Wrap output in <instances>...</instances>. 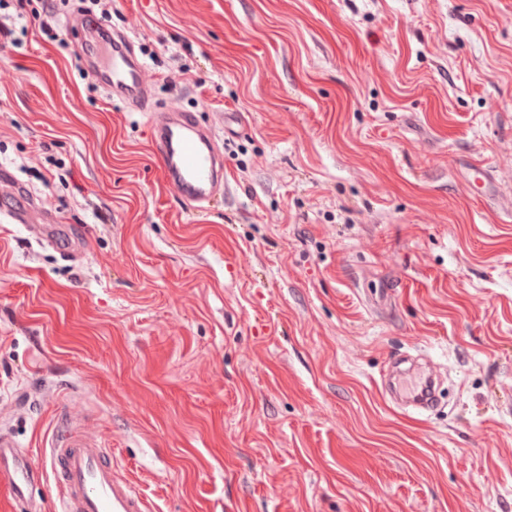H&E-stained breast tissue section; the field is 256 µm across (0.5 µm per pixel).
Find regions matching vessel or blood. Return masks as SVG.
<instances>
[{
    "mask_svg": "<svg viewBox=\"0 0 512 512\" xmlns=\"http://www.w3.org/2000/svg\"><path fill=\"white\" fill-rule=\"evenodd\" d=\"M67 23L83 29L80 53L84 66L95 71L106 96L147 111L150 81L128 35L119 31L103 33L78 14L69 17ZM148 113L151 143L166 181L189 206L209 207L224 188V157L213 131L201 126L194 113L176 106ZM0 223L27 225L38 240L67 259L81 254L79 244L60 234L56 217L36 196L25 197L19 208L0 206ZM408 394L420 416L437 401L435 382L429 376H418ZM47 448L59 491L58 512H150L138 487L113 465L111 446L104 440L75 431L68 421ZM0 475L7 477L17 502L25 500L40 479L29 459L18 453L16 442L3 434Z\"/></svg>",
    "mask_w": 512,
    "mask_h": 512,
    "instance_id": "b4317fda",
    "label": "vessel or blood"
}]
</instances>
